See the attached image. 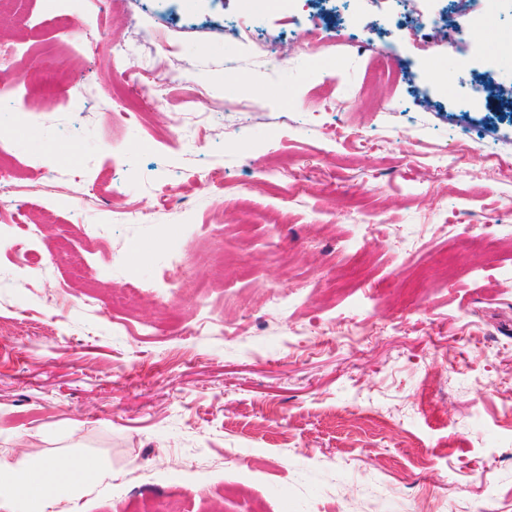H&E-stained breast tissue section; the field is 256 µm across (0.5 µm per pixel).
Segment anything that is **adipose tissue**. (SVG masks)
<instances>
[{
  "label": "adipose tissue",
  "instance_id": "ef3b65f1",
  "mask_svg": "<svg viewBox=\"0 0 512 512\" xmlns=\"http://www.w3.org/2000/svg\"><path fill=\"white\" fill-rule=\"evenodd\" d=\"M100 472V463L86 457L68 464L0 459V507L22 500L33 512H43L63 491L93 480Z\"/></svg>",
  "mask_w": 512,
  "mask_h": 512
}]
</instances>
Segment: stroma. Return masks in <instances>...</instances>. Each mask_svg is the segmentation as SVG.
<instances>
[{"label": "stroma", "mask_w": 512, "mask_h": 512, "mask_svg": "<svg viewBox=\"0 0 512 512\" xmlns=\"http://www.w3.org/2000/svg\"><path fill=\"white\" fill-rule=\"evenodd\" d=\"M140 6L129 26L67 0L50 23L13 0L0 24L19 69L50 63L62 88L0 91L18 184L0 210V457L101 460L52 512H343L348 491L357 512H512V111L458 97L512 86V62L422 51L399 7ZM242 7L249 45L224 33ZM312 22L391 43L405 79L381 109L358 96L366 58L298 52ZM121 26L120 69L75 51ZM272 37L288 62L257 50ZM147 67L162 100L111 121L117 72ZM177 120L194 141L173 142ZM470 130L500 166L457 141Z\"/></svg>", "instance_id": "1"}]
</instances>
